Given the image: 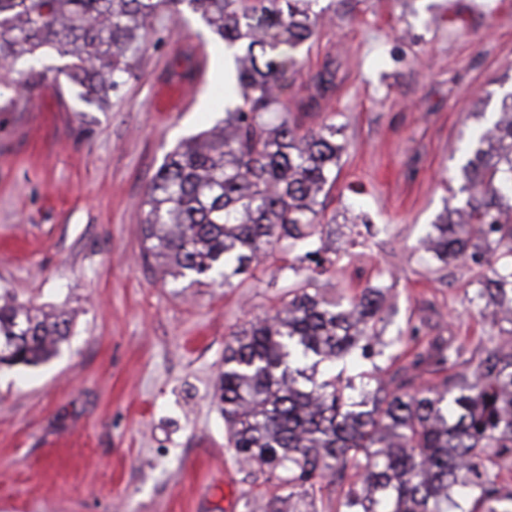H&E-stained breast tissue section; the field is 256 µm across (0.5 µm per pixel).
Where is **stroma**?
I'll list each match as a JSON object with an SVG mask.
<instances>
[{"mask_svg":"<svg viewBox=\"0 0 512 512\" xmlns=\"http://www.w3.org/2000/svg\"><path fill=\"white\" fill-rule=\"evenodd\" d=\"M180 42L202 50V77L187 104L163 110L188 67ZM298 59L284 95L294 112L309 75L336 62L335 87L304 119L344 125L350 142L327 209L360 207L378 229L360 243L358 225L336 224L349 255L321 276L323 293L382 281L385 341L417 325L425 341L488 346L479 268L434 271L419 242L464 203L463 151L512 90V0H338ZM67 64L47 58L45 84L0 111V289L76 313L51 360L0 366V512H273V483L227 447L213 391L232 331L277 305L280 262L237 287L187 288L141 259L153 176L223 116L224 48L198 16L159 10L101 110L75 99Z\"/></svg>","mask_w":512,"mask_h":512,"instance_id":"1","label":"stroma"}]
</instances>
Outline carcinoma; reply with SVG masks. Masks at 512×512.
Listing matches in <instances>:
<instances>
[{"label":"carcinoma","instance_id":"carcinoma-1","mask_svg":"<svg viewBox=\"0 0 512 512\" xmlns=\"http://www.w3.org/2000/svg\"><path fill=\"white\" fill-rule=\"evenodd\" d=\"M319 0H0V85L40 86L50 54L68 58L83 102L104 106L131 74L161 9L199 14L232 58L224 117L178 144L152 179L142 257L162 277L204 286L248 273L275 251L294 256L281 306L232 333L215 398L227 447L274 480L275 501L314 497L326 478L352 473L336 512H512V91L461 167L465 205L444 209L424 242L442 265L482 268L478 312L500 341L478 362L455 338L395 341L399 366L354 376L336 363L383 354L388 287L325 297L319 276L340 255L327 243V200L347 150L344 126L304 128L284 111L297 52L330 6ZM336 66L310 77L307 106L332 89ZM64 311L0 294V365L35 366L71 332Z\"/></svg>","mask_w":512,"mask_h":512}]
</instances>
